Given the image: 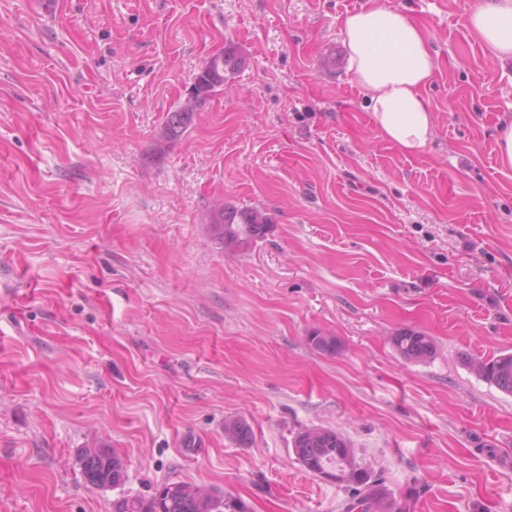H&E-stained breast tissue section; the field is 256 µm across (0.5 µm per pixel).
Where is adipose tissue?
Masks as SVG:
<instances>
[{
    "instance_id": "ef3b65f1",
    "label": "adipose tissue",
    "mask_w": 512,
    "mask_h": 512,
    "mask_svg": "<svg viewBox=\"0 0 512 512\" xmlns=\"http://www.w3.org/2000/svg\"><path fill=\"white\" fill-rule=\"evenodd\" d=\"M466 26L491 56L512 62V0H478ZM347 63L381 136L407 154L424 152L434 115L426 95L438 69L428 31L389 0H367L342 19Z\"/></svg>"
}]
</instances>
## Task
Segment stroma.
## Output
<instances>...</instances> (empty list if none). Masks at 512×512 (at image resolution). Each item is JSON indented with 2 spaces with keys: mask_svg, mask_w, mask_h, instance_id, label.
I'll return each instance as SVG.
<instances>
[{
  "mask_svg": "<svg viewBox=\"0 0 512 512\" xmlns=\"http://www.w3.org/2000/svg\"><path fill=\"white\" fill-rule=\"evenodd\" d=\"M364 2L0 0V512H112L167 479L343 512L293 453L313 426L411 512H512V395L467 364L512 351V66L466 27L477 0H392L439 60L432 142L404 154L351 72L316 64ZM223 48L237 69L167 143ZM222 204L264 210V237L215 245ZM403 328L435 355L401 358ZM97 442L119 489L84 480ZM195 105L196 93L192 87H190L181 104V107L186 112H182L180 105H178L175 109L170 110L166 115L164 130L168 141L178 142L185 137L194 123V116L196 113L192 111H194ZM498 158L502 166L512 167V121L503 122L496 129ZM390 339L393 349L405 360L423 362L435 355V343L424 332L405 328L397 331ZM79 461L85 481L98 489H116L127 480L124 459L104 444L81 448Z\"/></svg>",
  "mask_w": 512,
  "mask_h": 512,
  "instance_id": "obj_1",
  "label": "stroma"
}]
</instances>
